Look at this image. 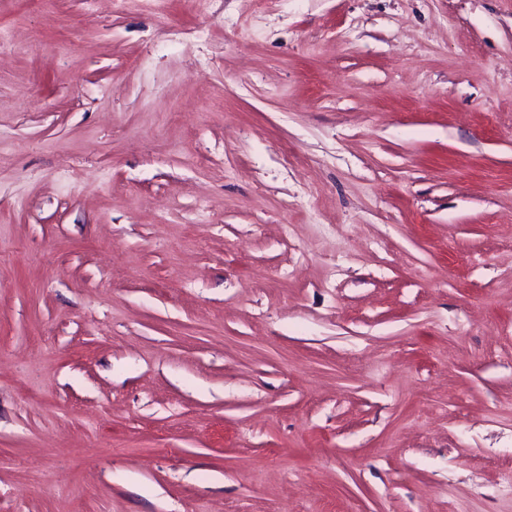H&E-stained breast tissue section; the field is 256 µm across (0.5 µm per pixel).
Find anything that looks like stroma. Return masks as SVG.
Masks as SVG:
<instances>
[{"label": "stroma", "instance_id": "1", "mask_svg": "<svg viewBox=\"0 0 512 512\" xmlns=\"http://www.w3.org/2000/svg\"><path fill=\"white\" fill-rule=\"evenodd\" d=\"M0 26V512H512V0Z\"/></svg>", "mask_w": 512, "mask_h": 512}]
</instances>
